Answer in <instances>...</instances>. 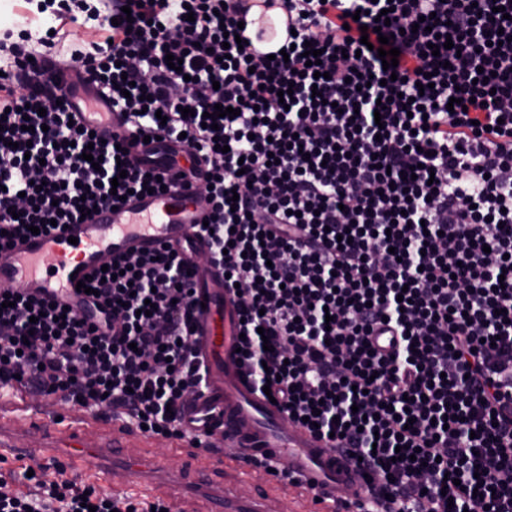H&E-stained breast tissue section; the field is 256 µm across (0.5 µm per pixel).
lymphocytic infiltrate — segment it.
I'll use <instances>...</instances> for the list:
<instances>
[{
	"mask_svg": "<svg viewBox=\"0 0 512 512\" xmlns=\"http://www.w3.org/2000/svg\"><path fill=\"white\" fill-rule=\"evenodd\" d=\"M277 2L293 48L271 59L225 40L247 0H43L100 32L66 61L128 129L92 142L30 32L0 41V247L160 190L129 149L183 140L212 207L202 262L234 292L245 377L291 425L359 456L379 495L353 498L357 512H512V0ZM382 35L400 51L391 72ZM440 36L452 48L430 55ZM219 105L238 116L204 126ZM190 269L166 248L112 260L89 282L96 318L0 288V390L213 448L179 415L205 383ZM29 483L0 476V512L169 506L78 487L59 466Z\"/></svg>",
	"mask_w": 512,
	"mask_h": 512,
	"instance_id": "f902f5d3",
	"label": "lymphocytic infiltrate"
}]
</instances>
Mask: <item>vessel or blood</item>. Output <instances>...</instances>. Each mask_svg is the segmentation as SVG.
Returning <instances> with one entry per match:
<instances>
[{"label": "vessel or blood", "instance_id": "vessel-or-blood-1", "mask_svg": "<svg viewBox=\"0 0 512 512\" xmlns=\"http://www.w3.org/2000/svg\"><path fill=\"white\" fill-rule=\"evenodd\" d=\"M64 93L72 103L97 100L95 87L64 71ZM132 155L157 167L168 185L166 191L134 198L116 208H103L81 224H72L50 235H31L10 249L0 251V287L20 288L43 297L59 289L75 290L78 281L130 252H146L170 246L187 260H196L206 249V240L198 226L209 220L210 206L192 195L179 173L185 149L166 141L148 147H133ZM194 299L199 303L197 355L205 369V385L195 398L185 402L180 414L187 428L202 434H223L224 445L208 452V459L223 463L225 470H237L241 463L255 459L273 463L287 472L298 490L308 498L335 506L346 490L367 496L369 488L361 473L342 453L326 447L309 433L291 427L278 407L256 392L243 376L237 362L238 316L224 288L223 274L214 268H202L193 277ZM23 417L52 435L57 417L54 408L29 406L22 397L0 400V421ZM237 449L235 457L224 455L225 448ZM0 456H23L34 460L66 457L86 475L98 477L109 468H121L135 480L147 472L164 475L175 500L173 512H186L182 491L206 487L202 473L181 469L172 473L160 463L144 467L127 459L121 451L105 454L93 448L14 447L11 437L0 429ZM263 501H245L238 496L218 495L212 499L211 512H264Z\"/></svg>", "mask_w": 512, "mask_h": 512}]
</instances>
